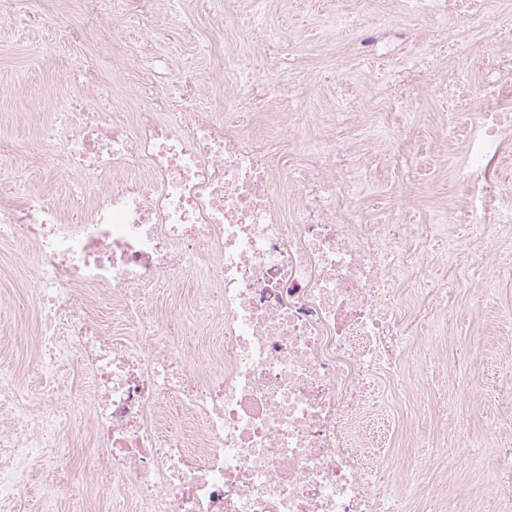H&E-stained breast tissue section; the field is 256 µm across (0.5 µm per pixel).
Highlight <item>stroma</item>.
I'll return each mask as SVG.
<instances>
[{"mask_svg":"<svg viewBox=\"0 0 512 512\" xmlns=\"http://www.w3.org/2000/svg\"><path fill=\"white\" fill-rule=\"evenodd\" d=\"M366 8V0H269L266 24L278 35L276 67L282 88L274 99L263 85H255L251 99L230 118L246 130L291 136L304 149L316 133L291 124V113L327 111L329 97L336 96L351 101L359 112L364 128L361 147L368 151L390 147L397 135L394 120L402 118L414 138L411 173L397 167L386 181L357 183L346 212L359 224H385L392 212L402 207L409 223L431 224L439 206L456 209L468 193L463 171L470 120L463 115L454 129L441 126L445 100L433 90L398 101L396 113L374 110L377 94L387 87L381 63L358 57L340 69L332 49L335 15L342 13L354 20ZM223 9L224 0H189L176 22L195 31L192 39L163 35L169 22L164 0H159L153 20L134 18L123 24L124 41L109 40L93 47L75 44L69 37L82 21L78 13L52 26L0 28V130L19 145H36L51 111L48 94L58 87L62 74L85 64L103 79H111L125 41L149 35L154 36L155 54L164 63L157 75L159 84L171 86L181 72L196 74L198 101L202 107H214L223 101L224 90L211 78L223 61L213 46L222 41L224 31L214 26L212 18ZM451 30L457 40L455 52L442 47L427 50L439 79L452 81L466 68L473 90L482 92V72L492 63L498 47L461 22H452ZM322 75L329 77V84L319 83ZM296 82L307 86V94L299 102L292 101L287 92ZM20 164L17 158L0 161V203L10 202L18 189L34 190L56 203L69 218H76L78 207L62 179L30 172L22 175L20 182H13L11 174ZM33 264L29 250L13 259L0 257V362L13 364L20 372L21 384L31 390L40 386L38 374L27 365L37 352L40 322L38 305L27 292L26 275ZM456 277L464 287L446 319L457 348V373L470 387V399L460 408L473 410L472 426L482 447L489 451L495 446L493 431L503 415L498 393L512 379L506 373L512 363V320H495L496 314L512 310V275L503 277L500 293L490 298L475 292L465 265H457ZM30 473L26 493L0 499V512H70L65 491L45 486L41 460L32 461Z\"/></svg>","mask_w":512,"mask_h":512,"instance_id":"stroma-1","label":"stroma"}]
</instances>
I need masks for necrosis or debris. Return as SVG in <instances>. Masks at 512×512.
<instances>
[{
    "mask_svg": "<svg viewBox=\"0 0 512 512\" xmlns=\"http://www.w3.org/2000/svg\"><path fill=\"white\" fill-rule=\"evenodd\" d=\"M82 2L76 39L94 42L102 4L119 19L157 0ZM400 17L456 19L500 38L484 0H395L377 23L362 22L359 41L338 28L337 58L382 57L379 38ZM402 52L414 62L397 85L435 88L419 40L408 36ZM197 82L179 77L172 93L141 85L151 108L120 122L63 87L39 146L0 132V158L30 170L125 172L75 221L30 191L0 204V242L35 253L29 293L51 325L33 370L53 378L76 364L92 381L83 431L95 485L130 512H465L450 489L476 468L471 419L457 409L466 388L454 366L430 362L448 354L434 314L458 288L429 266L425 243L443 225L410 224L402 212L355 224L333 210L357 175L375 178L384 163L356 150L360 117L344 105L335 137L300 150L196 111ZM484 85L464 170L473 237L453 252L489 296L496 274L512 272L499 174L512 137V112L499 104L512 95V51L496 55ZM293 164L302 178L286 205L273 186ZM177 274L219 291L205 312L208 341L193 349L180 313H150L137 298ZM107 298L128 326L102 319ZM0 411L13 423L0 431V496L26 491L36 458L49 463L47 484H67L58 389L32 395L1 364ZM393 431L403 449L378 455ZM481 470L491 493L478 512H512L511 436Z\"/></svg>",
    "mask_w": 512,
    "mask_h": 512,
    "instance_id": "necrosis-or-debris-1",
    "label": "necrosis or debris"
}]
</instances>
